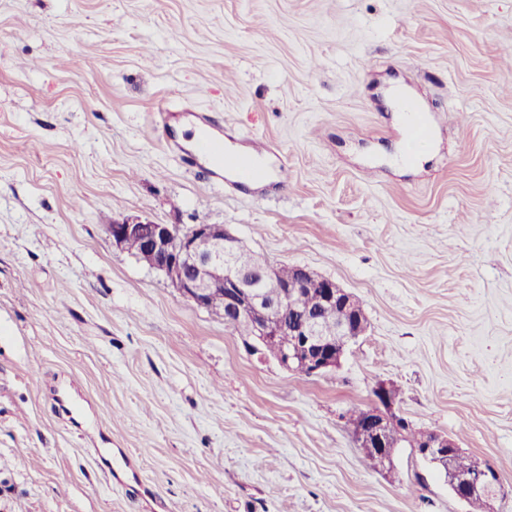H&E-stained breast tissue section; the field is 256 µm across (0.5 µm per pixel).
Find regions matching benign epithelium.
Listing matches in <instances>:
<instances>
[{
    "instance_id": "7a95c632",
    "label": "benign epithelium",
    "mask_w": 512,
    "mask_h": 512,
    "mask_svg": "<svg viewBox=\"0 0 512 512\" xmlns=\"http://www.w3.org/2000/svg\"><path fill=\"white\" fill-rule=\"evenodd\" d=\"M107 231L112 245L122 251L132 241L143 243L151 253L152 270L197 307L215 311L224 316L226 324L239 326L254 351L282 343L277 356L288 371L321 375L334 370L348 345L364 333L362 306L335 281L304 267L300 280L282 283L274 267L262 261L250 269L238 268L233 257L241 243L222 224L182 228L125 217L113 220ZM219 293L224 294L221 307L213 303ZM306 293L316 295L320 311L312 314L305 310ZM337 307L343 314L335 323L336 338L329 339L325 333L327 313ZM375 397L379 406L356 422L354 437L365 455L385 468L392 463L393 448L405 433L396 432L398 416L391 412L390 388L378 386ZM459 452L452 439L435 431L426 432L425 444L419 450L424 459L440 466L452 464V457ZM499 484L498 472L476 460L465 474L448 478V486L461 500L481 497L485 512H497L491 501Z\"/></svg>"
}]
</instances>
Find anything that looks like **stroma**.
<instances>
[{
  "instance_id": "1",
  "label": "stroma",
  "mask_w": 512,
  "mask_h": 512,
  "mask_svg": "<svg viewBox=\"0 0 512 512\" xmlns=\"http://www.w3.org/2000/svg\"><path fill=\"white\" fill-rule=\"evenodd\" d=\"M509 46L512 0H0V512H468L409 442L357 447L382 384L512 512ZM198 131L260 177L207 180ZM123 217L224 225L368 329L287 371L113 247Z\"/></svg>"
}]
</instances>
